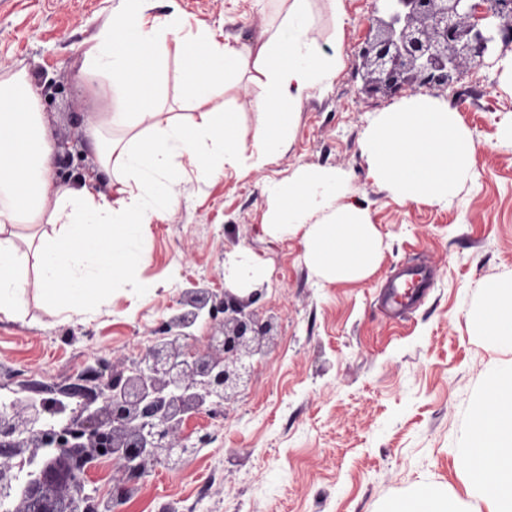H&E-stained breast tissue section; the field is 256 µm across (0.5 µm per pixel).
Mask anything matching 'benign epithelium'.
I'll return each mask as SVG.
<instances>
[{"instance_id":"obj_1","label":"benign epithelium","mask_w":512,"mask_h":512,"mask_svg":"<svg viewBox=\"0 0 512 512\" xmlns=\"http://www.w3.org/2000/svg\"><path fill=\"white\" fill-rule=\"evenodd\" d=\"M375 33L358 50L355 67L369 88L391 97L404 91L438 94L469 66L496 52L512 51V0H379ZM260 291L244 298L224 290L193 288L181 293L185 308L162 322L160 336L138 363L109 375L94 374L103 396L93 411H73L60 429L46 415L61 410L50 399H30L22 412L0 404V438L9 448H56L57 454L25 487L15 512H97L83 494L88 462L109 454L126 472L163 464L177 469L194 448L211 441L204 427L189 428L201 415L219 417L244 392L254 363L264 355L274 325L249 309ZM212 325L203 344L189 332L198 318ZM13 466L0 462V500L11 496Z\"/></svg>"}]
</instances>
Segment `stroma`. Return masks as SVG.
Wrapping results in <instances>:
<instances>
[{"mask_svg":"<svg viewBox=\"0 0 512 512\" xmlns=\"http://www.w3.org/2000/svg\"><path fill=\"white\" fill-rule=\"evenodd\" d=\"M120 0H0V76L26 71L54 83L41 101L52 141L71 146V184L91 179L102 193L91 122L119 107L110 90L84 80V52L107 30ZM148 15H179L234 45L265 38L283 19L286 0H149ZM376 0H309L322 52L344 51L336 76L311 89L294 114L287 147L264 169L233 168L197 177L185 160L171 172L177 207L153 220L138 248L147 260L117 282L88 315H51L34 293L18 314L0 315V402L17 393L53 398L75 409L98 406L89 376L100 363L127 368L159 324L180 312L191 283L224 285V255L246 250L266 276L255 309L276 324L248 388L211 422L213 442L181 469L157 465L125 482L111 460H94L86 493L103 501L129 485L118 512H384L393 501L432 488L460 504L472 496L461 452L488 383L512 371V343L482 335L488 287L512 281V75L501 63L468 68L437 96L458 115L474 145L472 169L447 205L394 195L371 175L363 149L374 119L401 99L367 93L351 78L355 50L376 14ZM265 94L250 76L233 79L214 106L237 113L236 134L252 143ZM302 167L345 179L338 206L366 210L383 240L369 277L331 283L304 259L296 232L263 229V186ZM405 265L433 270L431 286L407 319L389 318L377 297ZM154 287L144 294L140 283Z\"/></svg>","mask_w":512,"mask_h":512,"instance_id":"obj_1","label":"stroma"}]
</instances>
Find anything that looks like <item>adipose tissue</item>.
Segmentation results:
<instances>
[{"instance_id": "ef3b65f1", "label": "adipose tissue", "mask_w": 512, "mask_h": 512, "mask_svg": "<svg viewBox=\"0 0 512 512\" xmlns=\"http://www.w3.org/2000/svg\"><path fill=\"white\" fill-rule=\"evenodd\" d=\"M148 0H122L106 33L84 53L83 77L117 93L120 109L93 128L100 166L118 184L115 195L54 177V145L26 72L0 79V314L20 308L34 289L55 314L79 315L87 300L109 292L143 254L133 244L147 224L178 203L177 179L168 170L185 159L201 177L231 165L249 173L266 166L285 146L291 119L305 93L335 76L342 53L324 54L312 28L307 0H289L282 22L254 45L234 46L207 29L184 33L176 19L147 16ZM183 63L182 82L194 110L167 112L152 95L168 55ZM253 73L265 96L252 105L261 119L251 145L234 134L238 116L213 109L227 79ZM373 176L398 196L444 204L468 178L474 143L456 113L427 101L374 121L364 143ZM340 173L301 168L265 189L266 229L285 235L305 228V257L322 277L342 282L369 276L379 265L382 239L364 210L334 209ZM48 224L35 249V276L7 231ZM480 328L512 341V290L491 297ZM477 502L472 512H512V380L492 381L462 453Z\"/></svg>"}]
</instances>
